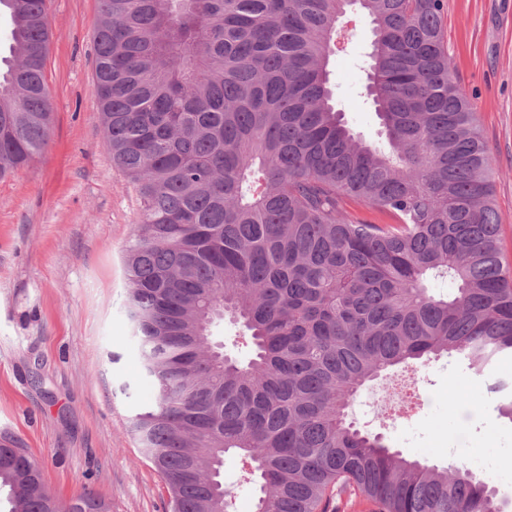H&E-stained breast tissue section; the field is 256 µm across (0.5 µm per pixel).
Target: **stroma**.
Returning a JSON list of instances; mask_svg holds the SVG:
<instances>
[{
    "instance_id": "1",
    "label": "stroma",
    "mask_w": 512,
    "mask_h": 512,
    "mask_svg": "<svg viewBox=\"0 0 512 512\" xmlns=\"http://www.w3.org/2000/svg\"><path fill=\"white\" fill-rule=\"evenodd\" d=\"M99 21L98 0H49L50 137L34 163L0 181V435L27 449L60 501L88 493L111 512H171L129 431L154 401L125 312L123 257L141 205L112 161L93 92ZM341 25L329 66L336 106L376 142L379 120L365 102L370 21L354 10ZM442 30L491 151L512 262V0H444ZM511 391L512 362L475 377L444 356L419 375L401 367L368 383L352 417L401 457L448 470L467 463L512 500V421L497 411Z\"/></svg>"
}]
</instances>
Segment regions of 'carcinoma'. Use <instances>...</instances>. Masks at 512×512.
<instances>
[{
	"instance_id": "cac0c4a2",
	"label": "carcinoma",
	"mask_w": 512,
	"mask_h": 512,
	"mask_svg": "<svg viewBox=\"0 0 512 512\" xmlns=\"http://www.w3.org/2000/svg\"><path fill=\"white\" fill-rule=\"evenodd\" d=\"M0 77V180L47 143V0H13ZM371 19L366 96L342 122L337 21ZM94 95L113 163L137 188L127 317L154 403L131 431L171 512H235L224 457L249 462L254 512H512L489 480L399 456L349 408L396 367L512 361V266L493 168L444 45L442 0H99ZM361 203L389 219L351 218ZM447 279L450 295L432 282ZM244 331L225 351L213 328ZM11 512H53L40 468L8 464ZM70 512H110L81 494Z\"/></svg>"
}]
</instances>
